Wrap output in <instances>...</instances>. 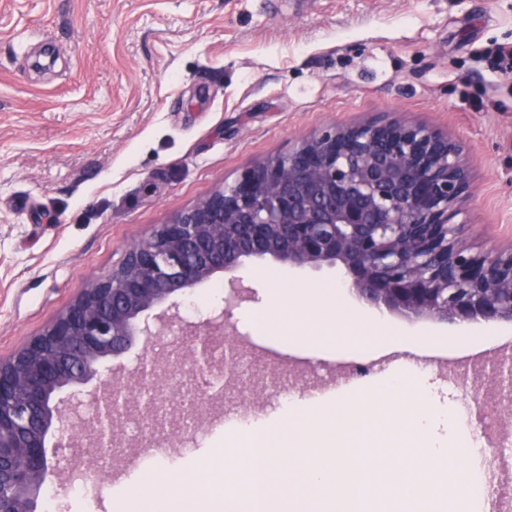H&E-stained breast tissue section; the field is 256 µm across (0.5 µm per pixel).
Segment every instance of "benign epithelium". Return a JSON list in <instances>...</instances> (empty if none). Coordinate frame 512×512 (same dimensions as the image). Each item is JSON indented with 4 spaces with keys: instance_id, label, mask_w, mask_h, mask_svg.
Wrapping results in <instances>:
<instances>
[{
    "instance_id": "7a95c632",
    "label": "benign epithelium",
    "mask_w": 512,
    "mask_h": 512,
    "mask_svg": "<svg viewBox=\"0 0 512 512\" xmlns=\"http://www.w3.org/2000/svg\"><path fill=\"white\" fill-rule=\"evenodd\" d=\"M468 173L454 140L399 117L333 125L261 160L147 237L129 244L28 345L0 360V512H36L51 464V428L91 405L112 467L123 447L116 428L129 403L101 375L102 361L140 340L191 336L197 366L210 368L209 341L224 337L225 360L242 351L224 311L182 320L180 300L250 258L297 268L334 267L365 301L415 319L451 324L512 322V244L475 251L455 222ZM162 313L149 318L151 310ZM183 354L142 370L161 389ZM65 387L68 396L58 399ZM147 405L152 443L168 416L159 392Z\"/></svg>"
}]
</instances>
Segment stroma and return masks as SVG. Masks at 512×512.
<instances>
[{
	"instance_id": "stroma-1",
	"label": "stroma",
	"mask_w": 512,
	"mask_h": 512,
	"mask_svg": "<svg viewBox=\"0 0 512 512\" xmlns=\"http://www.w3.org/2000/svg\"><path fill=\"white\" fill-rule=\"evenodd\" d=\"M512 0H0V359L12 356L117 264L124 247L298 137L392 114L449 134L467 162L459 220L474 247L512 238ZM317 286L332 267L249 259L198 285L190 322L225 306L243 348L268 356L247 313L263 270ZM273 422L265 378L202 403L203 434L164 465L196 473L224 446L228 401ZM155 448H124L92 496L72 459L48 471L60 512H112Z\"/></svg>"
}]
</instances>
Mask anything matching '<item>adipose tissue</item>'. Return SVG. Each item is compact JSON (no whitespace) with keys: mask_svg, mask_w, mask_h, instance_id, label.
Here are the masks:
<instances>
[{"mask_svg":"<svg viewBox=\"0 0 512 512\" xmlns=\"http://www.w3.org/2000/svg\"><path fill=\"white\" fill-rule=\"evenodd\" d=\"M272 281L266 306L249 315V322L257 331L280 332L283 342L308 344L324 356L341 347L376 353L385 347L411 351L417 346L415 338L404 336L385 317L356 306L351 312L358 333L346 335L332 318L336 307L347 302L341 282L308 288L298 280L283 283L277 275Z\"/></svg>","mask_w":512,"mask_h":512,"instance_id":"ef3b65f1","label":"adipose tissue"}]
</instances>
